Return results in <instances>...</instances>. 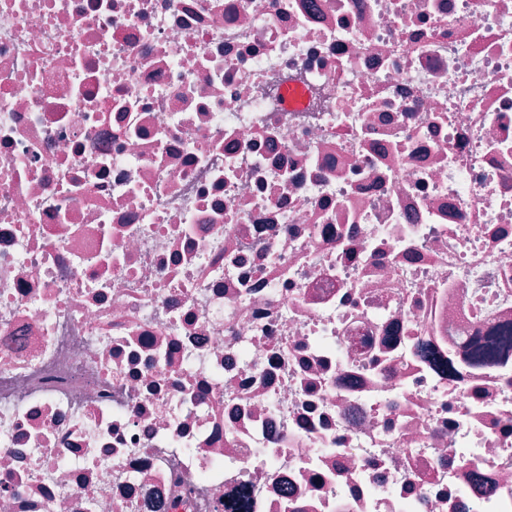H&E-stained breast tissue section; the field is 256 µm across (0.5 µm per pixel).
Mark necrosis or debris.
Listing matches in <instances>:
<instances>
[{
    "mask_svg": "<svg viewBox=\"0 0 512 512\" xmlns=\"http://www.w3.org/2000/svg\"><path fill=\"white\" fill-rule=\"evenodd\" d=\"M502 329L512 0H0V512H512ZM510 344L512 345V335L501 332L497 336H488L482 342L476 343L473 348V355L480 362H492Z\"/></svg>",
    "mask_w": 512,
    "mask_h": 512,
    "instance_id": "4bbe7bcc",
    "label": "necrosis or debris"
}]
</instances>
